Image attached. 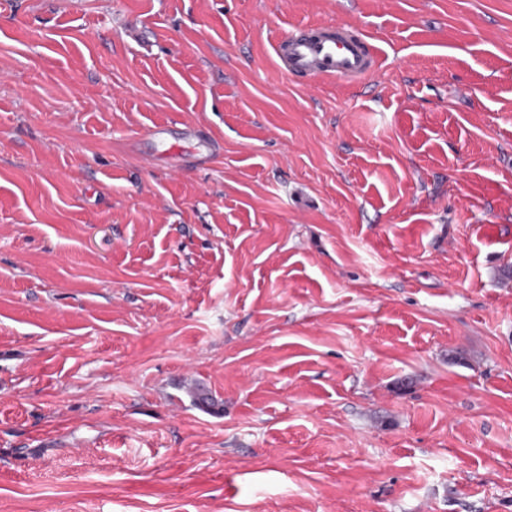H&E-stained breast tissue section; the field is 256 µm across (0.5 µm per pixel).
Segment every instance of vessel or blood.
I'll return each mask as SVG.
<instances>
[{
    "mask_svg": "<svg viewBox=\"0 0 512 512\" xmlns=\"http://www.w3.org/2000/svg\"><path fill=\"white\" fill-rule=\"evenodd\" d=\"M274 52L286 73L311 79H355L376 66L367 36L337 22L297 26L277 41Z\"/></svg>",
    "mask_w": 512,
    "mask_h": 512,
    "instance_id": "obj_1",
    "label": "vessel or blood"
}]
</instances>
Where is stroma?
I'll use <instances>...</instances> for the list:
<instances>
[{
  "label": "stroma",
  "instance_id": "35a3bbf8",
  "mask_svg": "<svg viewBox=\"0 0 512 512\" xmlns=\"http://www.w3.org/2000/svg\"><path fill=\"white\" fill-rule=\"evenodd\" d=\"M0 512H512V0H0ZM373 50L361 30L337 22L297 26L274 46L287 74L310 79L366 75L376 66Z\"/></svg>",
  "mask_w": 512,
  "mask_h": 512
}]
</instances>
